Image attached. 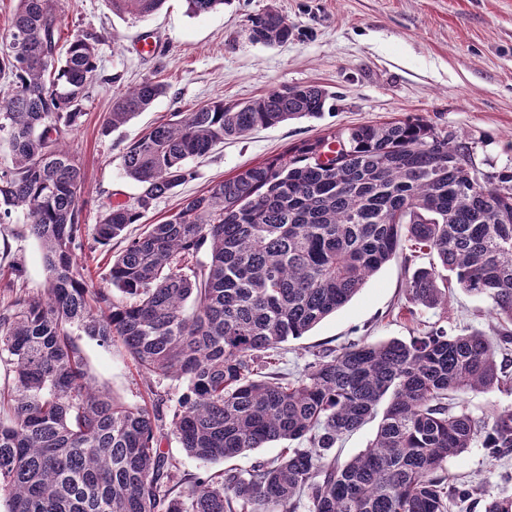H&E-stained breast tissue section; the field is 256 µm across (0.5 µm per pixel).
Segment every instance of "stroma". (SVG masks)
<instances>
[{
    "label": "stroma",
    "instance_id": "1",
    "mask_svg": "<svg viewBox=\"0 0 512 512\" xmlns=\"http://www.w3.org/2000/svg\"><path fill=\"white\" fill-rule=\"evenodd\" d=\"M63 35L89 28L101 34L99 72L112 83L95 84L70 148L83 163L85 215L96 223L108 197L126 200L139 185L121 169L124 148L175 112L216 100L242 102L294 85H317L328 93L321 117L259 128L228 139L207 156L191 160L196 177L177 195L157 201L146 221L160 222L180 199L279 155L293 143L360 124L421 117L444 134L468 143L482 173L512 168V0H230L223 9L191 16L185 0H166L147 20L113 14L107 0H52ZM274 6L296 27L282 46L250 41L247 18ZM151 36L156 51L140 43ZM145 79L166 84L152 107L110 134L102 128L114 97ZM26 218L0 230V266L19 260L18 284L43 290L47 272L39 243L25 231ZM414 261L397 257L375 273L353 300L306 335L282 344V371L299 374L314 353L349 341L405 339L435 324L458 334L495 338L490 303L452 288L447 307L417 308L406 280ZM77 342L89 377L128 405L161 401L164 423L184 385L146 376L124 348L88 336ZM448 484H479L489 492H512V454L492 458L474 444L447 464Z\"/></svg>",
    "mask_w": 512,
    "mask_h": 512
}]
</instances>
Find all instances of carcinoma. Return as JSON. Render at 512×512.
Segmentation results:
<instances>
[{
	"label": "carcinoma",
	"instance_id": "cac0c4a2",
	"mask_svg": "<svg viewBox=\"0 0 512 512\" xmlns=\"http://www.w3.org/2000/svg\"><path fill=\"white\" fill-rule=\"evenodd\" d=\"M142 21L165 0H108ZM194 16L229 0H185ZM267 46L295 37L274 7L247 19ZM24 35L23 56L14 51ZM102 36L60 46L48 0H18L0 36V226L30 218L47 270L32 293L10 280L0 307V500L6 512H448L474 489L448 492V460L483 437L512 451V409L485 428L459 401L512 383L498 351L512 346V169L479 176L466 143L422 118L362 124L294 144L207 191L157 224V200L196 176L189 162L228 138L322 114L318 86L175 112L130 143L125 175L140 193L84 219V177L69 150L97 78ZM167 91L145 79L112 100L103 132L147 111ZM132 224L138 233H128ZM110 289L89 285L78 256L113 240ZM207 248L209 260L199 263ZM410 251L432 261L406 282L424 308L457 286L490 302L497 343L445 326L407 339H359L316 355L288 378L273 351L349 303L386 263ZM122 343L139 370L186 384L172 419L185 452L205 462L286 443L245 471L176 480L155 406H125L94 386L76 336ZM381 416L375 439L345 464L336 448ZM188 484L185 490L180 489ZM484 512H512V494Z\"/></svg>",
	"mask_w": 512,
	"mask_h": 512
}]
</instances>
